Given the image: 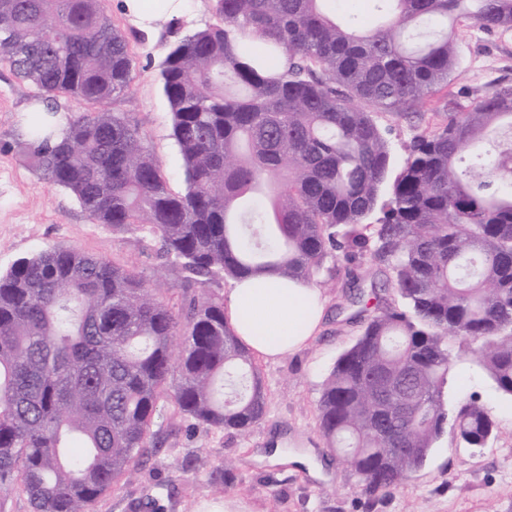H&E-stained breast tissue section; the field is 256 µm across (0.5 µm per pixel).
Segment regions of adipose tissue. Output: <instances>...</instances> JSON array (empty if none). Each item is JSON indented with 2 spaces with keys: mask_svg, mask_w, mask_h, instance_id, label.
<instances>
[{
  "mask_svg": "<svg viewBox=\"0 0 512 512\" xmlns=\"http://www.w3.org/2000/svg\"><path fill=\"white\" fill-rule=\"evenodd\" d=\"M324 308L320 292L308 282L258 272L233 280L226 318L252 352L277 360L317 335Z\"/></svg>",
  "mask_w": 512,
  "mask_h": 512,
  "instance_id": "obj_1",
  "label": "adipose tissue"
}]
</instances>
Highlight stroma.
Wrapping results in <instances>:
<instances>
[{
  "mask_svg": "<svg viewBox=\"0 0 512 512\" xmlns=\"http://www.w3.org/2000/svg\"><path fill=\"white\" fill-rule=\"evenodd\" d=\"M105 6L128 37L134 60L127 91L108 109L126 113L139 126L170 188L183 190L160 72L179 38L215 23L214 0H187L177 17L160 16L148 29L131 21L122 0H105ZM498 83L512 85V29L487 32L464 24L457 65L425 109L434 123H445L449 113ZM39 102L31 82L0 66V271L50 245L76 246L145 277L161 278L173 307L205 290L227 298L226 279L181 289L178 269L161 263L155 242L140 232L119 233L92 223L70 192L32 167L18 133ZM318 289L326 300L321 333L280 360H255L267 411L248 435L208 429L164 399L152 426L155 452L101 496L93 512H137L138 501L148 494L160 498L164 512H199L202 503L220 501L228 512H512V399L467 358L455 365L445 396L453 405L475 397L488 409L498 428L489 446L470 452L445 430L427 463L403 486L378 496L362 493L357 473L326 448L317 411L323 381L359 334L357 308L350 302L346 276ZM222 466L227 469L223 481H212V472Z\"/></svg>",
  "mask_w": 512,
  "mask_h": 512,
  "instance_id": "stroma-1",
  "label": "stroma"
}]
</instances>
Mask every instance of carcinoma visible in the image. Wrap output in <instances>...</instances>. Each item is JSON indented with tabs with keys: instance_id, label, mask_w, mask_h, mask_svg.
<instances>
[{
	"instance_id": "carcinoma-1",
	"label": "carcinoma",
	"mask_w": 512,
	"mask_h": 512,
	"mask_svg": "<svg viewBox=\"0 0 512 512\" xmlns=\"http://www.w3.org/2000/svg\"><path fill=\"white\" fill-rule=\"evenodd\" d=\"M322 2L216 0L217 22L173 46L160 77L179 192L138 125L106 109L133 57L103 0H0V65L42 95L19 134L34 167L94 223L144 231L186 282L384 268L403 307L377 298L317 405L327 447L375 496L422 468L446 428L467 448L495 435L474 399L448 413L455 360L475 357L512 398V86L413 136L397 169L376 120L423 119L459 25L511 29L512 0H372L370 29ZM63 97L93 110L58 128ZM165 292L74 246L0 272L1 492L18 481L34 512H92L148 457L170 388L210 428L245 436L262 419V378L224 301L193 296L179 314Z\"/></svg>"
}]
</instances>
